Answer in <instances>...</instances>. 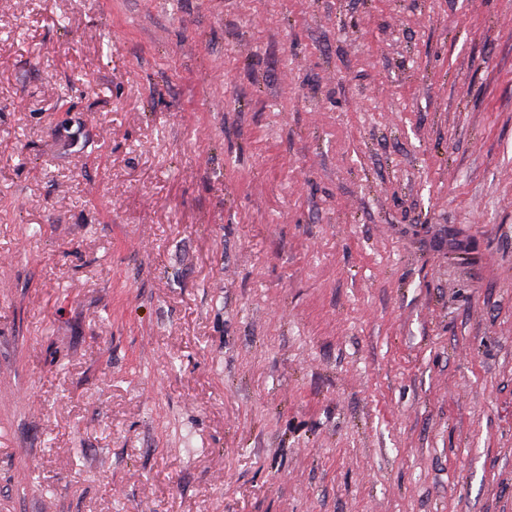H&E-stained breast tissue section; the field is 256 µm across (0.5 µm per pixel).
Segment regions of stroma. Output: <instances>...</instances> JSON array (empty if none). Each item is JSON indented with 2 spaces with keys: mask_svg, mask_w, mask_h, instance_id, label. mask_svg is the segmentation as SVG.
<instances>
[{
  "mask_svg": "<svg viewBox=\"0 0 512 512\" xmlns=\"http://www.w3.org/2000/svg\"><path fill=\"white\" fill-rule=\"evenodd\" d=\"M0 512H512V0H0Z\"/></svg>",
  "mask_w": 512,
  "mask_h": 512,
  "instance_id": "35a3bbf8",
  "label": "stroma"
}]
</instances>
